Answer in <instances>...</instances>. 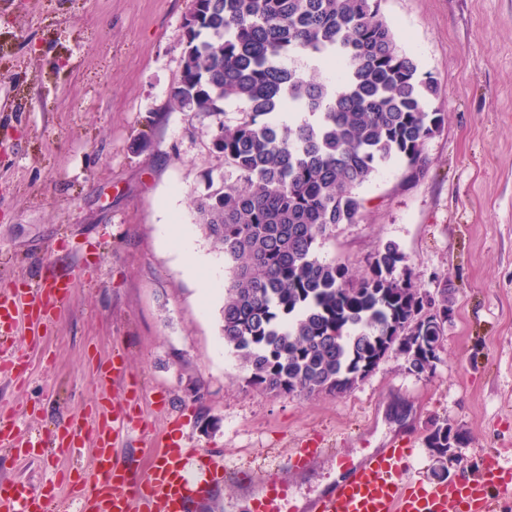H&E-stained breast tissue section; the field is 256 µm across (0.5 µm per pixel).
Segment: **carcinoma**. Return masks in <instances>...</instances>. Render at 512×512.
<instances>
[{
	"instance_id": "obj_1",
	"label": "carcinoma",
	"mask_w": 512,
	"mask_h": 512,
	"mask_svg": "<svg viewBox=\"0 0 512 512\" xmlns=\"http://www.w3.org/2000/svg\"><path fill=\"white\" fill-rule=\"evenodd\" d=\"M381 0H192L183 67L171 98L215 119L213 148L236 183L193 200L196 223L230 264L224 345L266 393L343 396L390 351L421 377L435 372L448 324V286L422 293L406 256L386 244L358 275L317 256L338 224L364 208L359 189L401 163L424 173L426 142L445 113L438 84L397 44ZM303 54L338 79L300 71ZM245 105L235 124L229 101ZM426 447L448 477L466 435L446 420Z\"/></svg>"
}]
</instances>
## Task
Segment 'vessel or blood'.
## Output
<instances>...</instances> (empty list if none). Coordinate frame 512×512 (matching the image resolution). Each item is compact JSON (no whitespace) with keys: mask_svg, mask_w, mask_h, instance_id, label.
Segmentation results:
<instances>
[{"mask_svg":"<svg viewBox=\"0 0 512 512\" xmlns=\"http://www.w3.org/2000/svg\"><path fill=\"white\" fill-rule=\"evenodd\" d=\"M68 277L27 288L0 291V322L10 329L39 334L70 294ZM28 358L21 351L0 353V374L21 378ZM93 381L99 394L84 415L44 435H23L16 418L0 419V447L17 455L37 456L49 448L75 455L90 449L91 471L72 481L68 512H206L218 496L225 476H232L244 498V512H281L289 500L286 471L311 468L326 454L322 448H296L287 457L285 472L235 470L225 473L212 455L186 447L177 439L160 445L147 473L135 459L118 456L123 432L142 427L130 410L113 407L108 389L125 383V368L117 360L97 365ZM411 451L393 444L355 460H338L340 480L307 499L303 512H499V503L512 497V466L499 453L483 457L479 477L448 483L410 477ZM54 482L33 489L17 485L0 489V512H48L55 503Z\"/></svg>","mask_w":512,"mask_h":512,"instance_id":"1","label":"vessel or blood"}]
</instances>
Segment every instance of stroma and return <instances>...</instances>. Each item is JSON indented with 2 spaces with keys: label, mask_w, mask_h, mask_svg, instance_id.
<instances>
[{
  "label": "stroma",
  "mask_w": 512,
  "mask_h": 512,
  "mask_svg": "<svg viewBox=\"0 0 512 512\" xmlns=\"http://www.w3.org/2000/svg\"><path fill=\"white\" fill-rule=\"evenodd\" d=\"M191 0H0V289L70 274L67 303L30 355L25 382L0 378V416L41 432L84 413L94 366L121 356L144 424L121 452L141 468L151 444L182 435L224 463L277 469L286 448H323L289 474L300 501L342 456L410 437V473L431 477L423 437L435 420L461 428L465 472L485 451L512 455V0H382L398 45L439 84L446 112L425 145L426 170H381L320 258L360 272L396 244L422 290L448 284L452 315L435 373L386 357L342 396L266 394L250 386L221 335L223 288L208 298L163 241L162 202L197 254L229 267L195 222L193 198L235 179L212 146V117L180 111ZM91 453L22 462L0 450V481L41 486L59 470H91Z\"/></svg>",
  "instance_id": "stroma-1"
}]
</instances>
